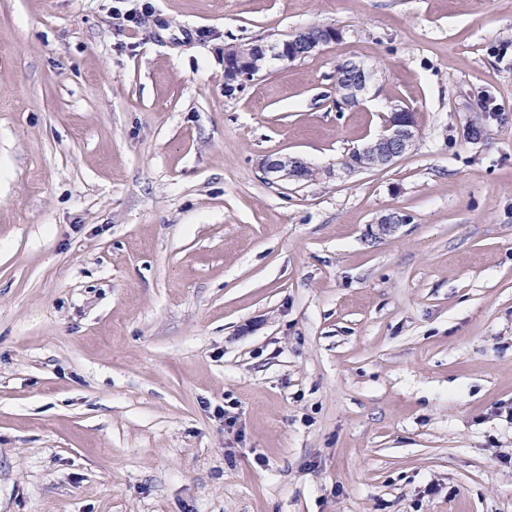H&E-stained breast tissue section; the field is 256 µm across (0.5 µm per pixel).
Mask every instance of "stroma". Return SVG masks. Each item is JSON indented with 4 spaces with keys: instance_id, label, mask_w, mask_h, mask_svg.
Here are the masks:
<instances>
[{
    "instance_id": "stroma-1",
    "label": "stroma",
    "mask_w": 512,
    "mask_h": 512,
    "mask_svg": "<svg viewBox=\"0 0 512 512\" xmlns=\"http://www.w3.org/2000/svg\"><path fill=\"white\" fill-rule=\"evenodd\" d=\"M0 512H512V0H0ZM318 25L314 27H325ZM306 28L283 38L265 41L238 42L224 47V72L226 88L234 91L243 88L259 76L260 70L253 65L256 56H272L290 63L315 55L332 42L343 37L341 30ZM343 63L347 64L346 68L352 71V79L347 84L336 87V91L340 93L341 101L344 105L359 104L375 79V71L354 61H345ZM419 136L416 112L408 106H396L384 119L381 134L352 149L347 166L350 169H372L390 165L413 151ZM260 169L279 181L299 182L306 179V164L290 155H268L261 159Z\"/></svg>"
}]
</instances>
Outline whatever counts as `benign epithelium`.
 <instances>
[{
  "label": "benign epithelium",
  "mask_w": 512,
  "mask_h": 512,
  "mask_svg": "<svg viewBox=\"0 0 512 512\" xmlns=\"http://www.w3.org/2000/svg\"><path fill=\"white\" fill-rule=\"evenodd\" d=\"M342 37L340 30L306 28L283 38L229 44L224 47L226 88L229 91L241 89L259 76L260 70L253 65L256 56H272L290 63L315 55ZM346 68L352 71V79L336 88V91L340 93L342 103L351 106L363 100L374 81L375 71L354 61L347 62ZM419 136L416 112L408 106H396L384 119L381 134L352 149L347 166L372 169L390 165L413 151ZM259 167L264 174L279 181L299 182L306 179V164L290 155H268L261 159ZM408 222L409 217L405 214L394 212L384 215L377 221L378 233H392L398 225Z\"/></svg>",
  "instance_id": "1"
}]
</instances>
